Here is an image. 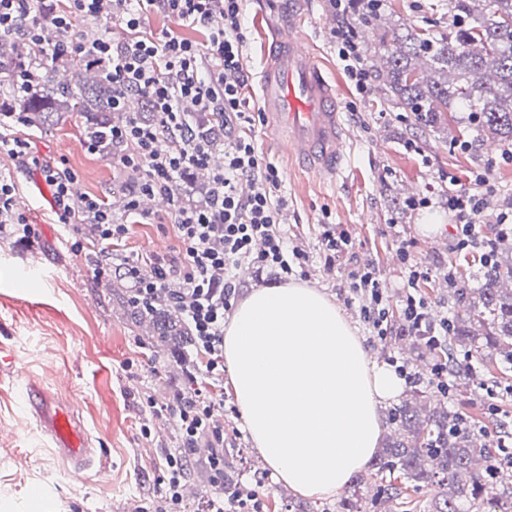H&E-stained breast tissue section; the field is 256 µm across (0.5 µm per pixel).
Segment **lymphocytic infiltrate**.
<instances>
[{
	"mask_svg": "<svg viewBox=\"0 0 512 512\" xmlns=\"http://www.w3.org/2000/svg\"><path fill=\"white\" fill-rule=\"evenodd\" d=\"M242 4L243 0H66L60 9L54 0H0V35L21 34L35 47L33 57L15 67L14 95L33 91L36 72L48 63L78 55L111 63L113 108H120L128 91L149 99L156 114L153 124L132 114L113 125L112 144L119 152L112 161L138 176L142 195L168 199L167 219L179 243L178 255L148 266L140 258L121 256L98 264L94 274L127 282L135 303L147 308L162 292L172 290L175 310L192 328L205 358L203 375L212 388L224 380V320L237 299L241 271L273 268L285 281L309 261L305 248L289 245L282 226L288 200L280 192L279 170L255 146L256 117L245 95L249 69ZM157 11L174 19L177 30L160 37L145 34L146 19ZM105 16L126 28L130 38L123 45H113L103 36L74 37L75 19ZM184 27L204 28L206 43L183 37ZM335 43L337 58L356 92L367 94L370 74L352 28L336 31ZM196 112L238 125L224 152V164L213 169L200 204L183 194L192 172L210 163L209 143L192 133L190 119ZM27 123L26 114L15 111L11 102L0 103V155L40 174L52 191L59 223H74L76 208H83L98 228L103 250H110L128 234V224L115 221L103 202L79 194L76 175L41 159L33 140L16 136L15 127ZM477 182L476 189L448 193V213L458 226V246L463 250L481 245L476 226L484 216L483 189L489 178L483 175ZM348 276L353 292L363 298L364 321L376 335H389L394 318L374 269L366 264ZM421 277L420 271L409 270L397 319L436 349L448 334L449 322L434 321L427 302L417 295ZM215 407L212 393L199 389L179 401L174 412L179 446L165 456L163 493L160 499L147 500L139 512H182L180 487L188 454L203 435L215 450L207 473L215 492L207 512H261L254 504L255 494L224 492V423L215 418Z\"/></svg>",
	"mask_w": 512,
	"mask_h": 512,
	"instance_id": "lymphocytic-infiltrate-1",
	"label": "lymphocytic infiltrate"
}]
</instances>
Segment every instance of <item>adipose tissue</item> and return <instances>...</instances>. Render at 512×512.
<instances>
[{
  "instance_id": "obj_1",
  "label": "adipose tissue",
  "mask_w": 512,
  "mask_h": 512,
  "mask_svg": "<svg viewBox=\"0 0 512 512\" xmlns=\"http://www.w3.org/2000/svg\"><path fill=\"white\" fill-rule=\"evenodd\" d=\"M224 362L245 429L277 481L304 498L336 494L363 471L382 408L405 381L379 361L319 288H256L224 327Z\"/></svg>"
}]
</instances>
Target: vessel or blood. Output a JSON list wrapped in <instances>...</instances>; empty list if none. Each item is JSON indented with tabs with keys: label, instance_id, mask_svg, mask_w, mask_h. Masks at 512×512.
<instances>
[{
	"label": "vessel or blood",
	"instance_id": "obj_1",
	"mask_svg": "<svg viewBox=\"0 0 512 512\" xmlns=\"http://www.w3.org/2000/svg\"><path fill=\"white\" fill-rule=\"evenodd\" d=\"M258 86L263 111L283 151L294 154L319 176H339L346 159L340 106L290 15L275 21L274 40L259 71ZM25 396L30 413L70 472L80 475L90 469L97 451L71 406L36 384Z\"/></svg>",
	"mask_w": 512,
	"mask_h": 512
}]
</instances>
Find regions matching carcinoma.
Listing matches in <instances>:
<instances>
[{"instance_id": "carcinoma-1", "label": "carcinoma", "mask_w": 512, "mask_h": 512, "mask_svg": "<svg viewBox=\"0 0 512 512\" xmlns=\"http://www.w3.org/2000/svg\"><path fill=\"white\" fill-rule=\"evenodd\" d=\"M358 30L376 33L385 16L377 0H359L355 13ZM30 52V46L0 37V83H11L7 63ZM374 53L385 60L384 90L413 115L416 126L430 128L468 113L476 137L512 146V0H448V31L423 28L391 30L379 36ZM62 59L40 71L33 92L19 98L18 111L29 123L53 127L72 113L83 118V135L98 144L99 153L112 156V125L129 108L112 110V73L106 62ZM197 137L215 143L224 137V118L193 126ZM495 244L492 263L482 267L481 284H456L452 295L463 313L452 320L448 356L455 347L476 360L495 359L503 381L512 370V254ZM110 294L130 311L136 327L152 326V344L160 349L196 347L189 325L179 319L165 298L153 307L135 305L123 286L109 283ZM392 440L372 464V494L359 493L363 478L352 480L353 494L340 501L339 512H393L406 504V492L423 484L441 488L430 512H512V487H498L502 470L482 431L484 443L475 441L477 429L458 411L427 406L415 393L394 409Z\"/></svg>"}]
</instances>
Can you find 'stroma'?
I'll list each match as a JSON object with an SVG mask.
<instances>
[{
    "mask_svg": "<svg viewBox=\"0 0 512 512\" xmlns=\"http://www.w3.org/2000/svg\"><path fill=\"white\" fill-rule=\"evenodd\" d=\"M383 21L390 28L436 24L448 27L447 0H390ZM295 11L308 47L341 104L347 167L339 179L322 178L283 154L265 124L255 126L256 144L280 170L288 200L290 243L305 246L312 257L295 278L325 290L350 316L379 361H398L411 372L407 391H422L431 406L468 413L480 422L494 420L512 428V395L499 396L496 414H489V391L495 373L459 361L450 374L452 387L441 395L430 385L437 352L413 348L412 337L393 327L386 338L373 336L360 316L361 302L351 289L346 268L369 263L387 289L391 313H399L405 295L404 268L397 260L395 234L413 243L411 259L429 268L418 292L439 317H451L459 306L448 293L449 265H456L470 287L480 284V250H458L456 226L448 215L449 185L471 189L475 177L490 171L497 186L487 199L488 215L477 229L485 241H495L500 228L490 216L512 206V159L487 154L485 144L468 129L466 113L456 123L422 129L394 98L383 80L372 77L370 91L359 96L336 60L332 34L340 24L328 0H244L243 15L250 72L246 89L250 110H258L254 79L273 39L271 18ZM48 162L72 170L81 192L111 206L123 217L125 196L119 187L124 173L111 160L89 152L82 120L73 116L52 128H29ZM0 174L11 177L17 199L38 235L34 248L0 238V512H136L142 502L160 496L159 468L165 452L178 445L170 410L176 395L187 390L189 376H201L204 358L191 353L185 365L154 348L145 330L132 328L126 308L111 301L105 285L91 273L92 245L76 251L83 235L79 227L58 224L52 194L39 175L29 174L0 156ZM429 199V206L410 208L411 199ZM433 231H425V222ZM337 224L354 242L352 254L335 271L319 257L324 225ZM115 248L145 260L173 258L178 241L170 226L136 224ZM38 266L41 277L22 281L16 273ZM36 380L59 395L85 424L93 447L102 449V468L74 476L50 448L25 408L21 386ZM154 406H147V399ZM225 445L239 450L238 482L254 485L264 475V512H288L292 495L267 475L265 466L241 431L232 394L224 396ZM36 487L48 488L50 499L33 497Z\"/></svg>",
    "mask_w": 512,
    "mask_h": 512,
    "instance_id": "35a3bbf8",
    "label": "stroma"
}]
</instances>
